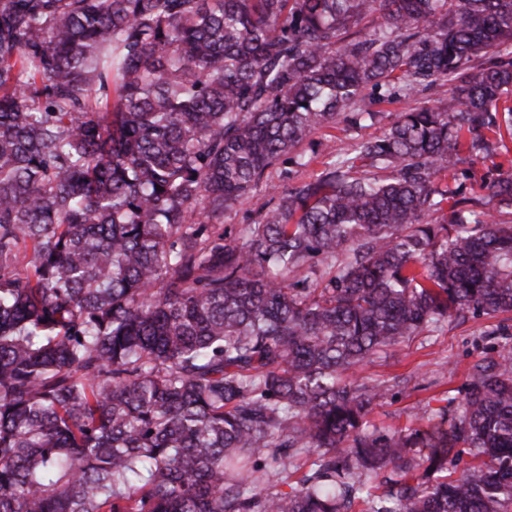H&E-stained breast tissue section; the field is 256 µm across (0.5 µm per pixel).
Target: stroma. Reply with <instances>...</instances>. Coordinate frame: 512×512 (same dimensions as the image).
Masks as SVG:
<instances>
[{"label": "stroma", "instance_id": "35a3bbf8", "mask_svg": "<svg viewBox=\"0 0 512 512\" xmlns=\"http://www.w3.org/2000/svg\"><path fill=\"white\" fill-rule=\"evenodd\" d=\"M384 129L381 123L354 126L341 118L336 125L312 133L301 150L323 156L336 146L380 135ZM491 324L486 317L471 318L459 326L451 324L410 340L394 355L363 366L361 372L366 377H398L405 381L401 392L388 395L374 407L371 423L391 429L409 425L430 399L443 397L446 391L461 386L469 366L491 354L493 341L482 335Z\"/></svg>", "mask_w": 512, "mask_h": 512}]
</instances>
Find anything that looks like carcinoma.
Segmentation results:
<instances>
[{
    "mask_svg": "<svg viewBox=\"0 0 512 512\" xmlns=\"http://www.w3.org/2000/svg\"><path fill=\"white\" fill-rule=\"evenodd\" d=\"M504 130L512 0H0V512H512V344L399 430L359 374L512 314ZM391 117L392 115L373 126H354L348 123L344 116H340L336 125L312 133L301 145L300 151L311 154V149H314L321 159L329 152L334 151L336 145L348 146L361 139L379 136L387 128ZM277 195L264 189L250 193L237 207L224 215V227L231 229L235 224H249L251 219H258L260 214L271 209L276 203Z\"/></svg>",
    "mask_w": 512,
    "mask_h": 512,
    "instance_id": "obj_1",
    "label": "carcinoma"
}]
</instances>
